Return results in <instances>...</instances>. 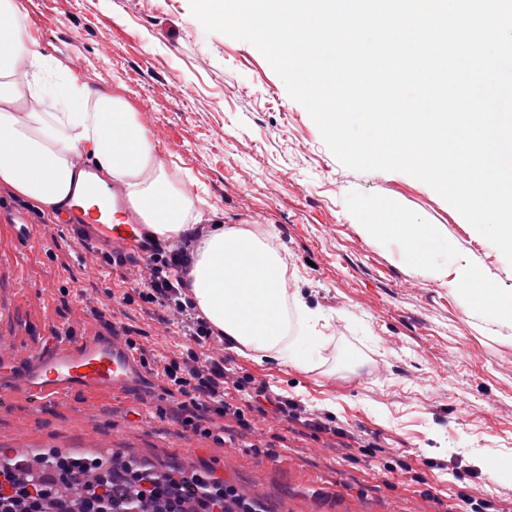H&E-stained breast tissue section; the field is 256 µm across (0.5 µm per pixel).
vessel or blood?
<instances>
[{
	"instance_id": "obj_1",
	"label": "vessel or blood",
	"mask_w": 512,
	"mask_h": 512,
	"mask_svg": "<svg viewBox=\"0 0 512 512\" xmlns=\"http://www.w3.org/2000/svg\"><path fill=\"white\" fill-rule=\"evenodd\" d=\"M125 210L126 202L119 185H111L102 205L84 208L66 203L61 223L70 226L76 237H87L134 254L139 261H149L154 244L143 225L126 222L110 224L103 216L110 208ZM150 372L120 332L109 336H73L60 332L53 342L28 354L6 379H0V400L22 398L44 406L82 391L106 392L118 397L145 394Z\"/></svg>"
}]
</instances>
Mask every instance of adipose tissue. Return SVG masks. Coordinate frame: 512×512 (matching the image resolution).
<instances>
[{
  "mask_svg": "<svg viewBox=\"0 0 512 512\" xmlns=\"http://www.w3.org/2000/svg\"><path fill=\"white\" fill-rule=\"evenodd\" d=\"M20 0H0V182L45 208L63 205L78 192L81 178L74 159L87 154L104 180L121 184L142 222L172 239L189 230L190 209L170 184L147 130L122 96L91 88L38 43L19 36ZM66 76L60 88L46 80L47 69ZM67 109L48 112L51 94ZM367 237L392 234L408 247L419 273L445 281L448 268L431 259L437 236L423 224H363ZM192 299L210 323L223 332L232 350L263 352L296 368L305 367L306 340L318 315L300 307L301 333L285 338L288 290L276 251L250 232L217 225L196 242L190 272ZM461 296L487 317L512 322V293L471 268L460 274Z\"/></svg>",
  "mask_w": 512,
  "mask_h": 512,
  "instance_id": "adipose-tissue-1",
  "label": "adipose tissue"
}]
</instances>
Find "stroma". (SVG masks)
Returning <instances> with one entry per match:
<instances>
[{"mask_svg": "<svg viewBox=\"0 0 512 512\" xmlns=\"http://www.w3.org/2000/svg\"><path fill=\"white\" fill-rule=\"evenodd\" d=\"M21 3L26 38L127 100L193 211L271 236L289 292L324 322L302 369L200 346L170 311L122 304L137 264L112 270L63 224L42 227L37 247L0 228V290L15 295L0 328L7 350L117 323L148 363L187 350L225 360L322 425L256 412L245 431L229 417L210 433L185 430L168 417L159 375L146 409L108 394L0 402V448L207 472L259 512H462L467 497L512 512V323L466 306L456 274L469 264L510 291L501 252L426 184L344 167L263 55L206 32L190 0ZM362 224L432 226L448 240L446 283L419 275L399 238H368Z\"/></svg>", "mask_w": 512, "mask_h": 512, "instance_id": "stroma-1", "label": "stroma"}]
</instances>
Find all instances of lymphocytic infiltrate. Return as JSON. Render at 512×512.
<instances>
[{"instance_id": "obj_1", "label": "lymphocytic infiltrate", "mask_w": 512, "mask_h": 512, "mask_svg": "<svg viewBox=\"0 0 512 512\" xmlns=\"http://www.w3.org/2000/svg\"><path fill=\"white\" fill-rule=\"evenodd\" d=\"M203 233L198 226L179 244L157 248L146 279L134 294L123 297L127 304L138 299L171 310L179 331L199 345L221 336L189 296L190 250ZM161 372L180 396L175 417L187 428L229 412L244 419L245 406L266 393L250 380L233 377L215 360L200 367L182 356L167 357ZM47 466V477L30 480L24 475V462L0 448V512H224L225 503L235 497L232 487L208 473H182L162 480L147 469L115 473L101 460L75 457H54ZM65 487L77 490V501L63 497Z\"/></svg>"}]
</instances>
